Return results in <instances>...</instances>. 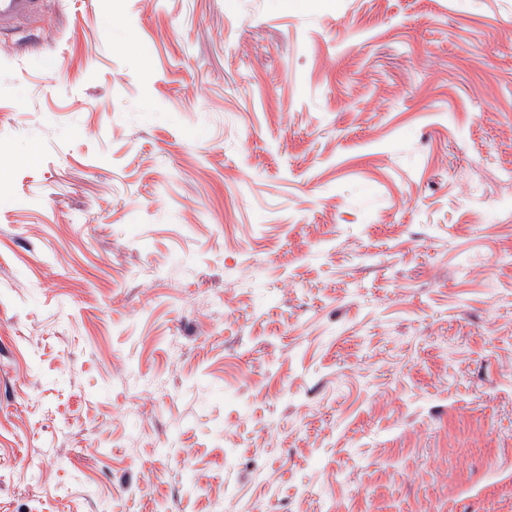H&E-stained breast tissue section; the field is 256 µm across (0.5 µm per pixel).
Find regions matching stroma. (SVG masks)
Masks as SVG:
<instances>
[{"mask_svg": "<svg viewBox=\"0 0 512 512\" xmlns=\"http://www.w3.org/2000/svg\"><path fill=\"white\" fill-rule=\"evenodd\" d=\"M510 168L512 0H44L0 512H512Z\"/></svg>", "mask_w": 512, "mask_h": 512, "instance_id": "1", "label": "stroma"}]
</instances>
